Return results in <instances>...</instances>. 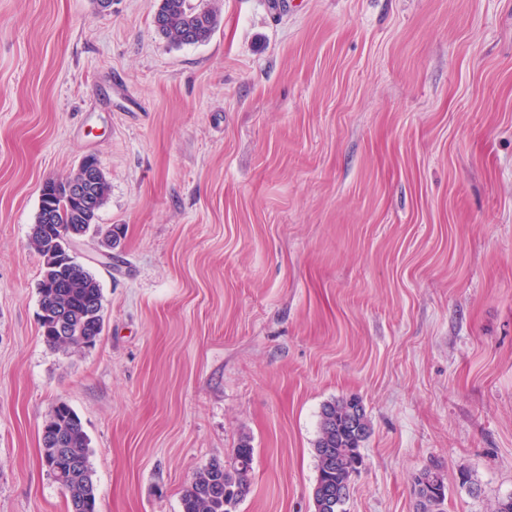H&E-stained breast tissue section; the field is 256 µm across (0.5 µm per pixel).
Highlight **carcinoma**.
Segmentation results:
<instances>
[{"label": "carcinoma", "instance_id": "1", "mask_svg": "<svg viewBox=\"0 0 512 512\" xmlns=\"http://www.w3.org/2000/svg\"><path fill=\"white\" fill-rule=\"evenodd\" d=\"M219 23L218 10L204 4V0H159L153 14V25L170 43L195 45L208 41ZM79 177L74 170L66 177L50 181L53 186L51 209L39 206L36 223L31 228L30 245L45 257L55 238L72 232L93 230L106 238L115 235L112 227L96 223L98 211L106 203L109 184L102 179L94 201L81 204L66 194L65 184ZM39 324L47 345L68 350H79L96 344L103 334L102 288L95 275L80 264H65L55 269L50 262L42 263L39 283ZM67 313L70 333L60 335L58 314ZM361 411L360 428L350 427L351 414ZM48 435L42 437V462L64 491L68 505H76L78 512H96V494L93 470L89 463V438L82 421L73 408L61 402L53 408L44 423ZM371 433V423L362 401L357 397L340 399L322 406L319 436L314 450L318 476L313 488L314 512H342L346 496L342 489L352 469V449L360 447ZM60 435L63 447L79 460V465L58 476L55 461L58 445L53 436ZM254 448L246 439L234 449L229 460L241 458L245 468L215 461L196 472L181 497V512H231L232 499H243L249 492V476ZM441 481L440 473L426 469L416 481L417 512H442L438 500L428 494L426 478Z\"/></svg>", "mask_w": 512, "mask_h": 512}]
</instances>
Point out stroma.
Segmentation results:
<instances>
[{"instance_id":"obj_1","label":"stroma","mask_w":512,"mask_h":512,"mask_svg":"<svg viewBox=\"0 0 512 512\" xmlns=\"http://www.w3.org/2000/svg\"><path fill=\"white\" fill-rule=\"evenodd\" d=\"M176 46L156 0H0V512H68L41 430L69 404L97 512H180L254 449L235 512H314L323 404L371 434L344 512L512 497V0H210ZM109 183L78 262L94 347L48 346L40 189ZM153 25L170 43L195 45L208 41L219 23L218 10L204 0H159ZM254 449L243 439L233 454L224 462L215 461L196 472L190 485L181 497L180 512H231L228 506L235 505L249 492V476ZM237 458L245 461L241 470L226 463ZM238 497L239 500L236 499Z\"/></svg>"}]
</instances>
